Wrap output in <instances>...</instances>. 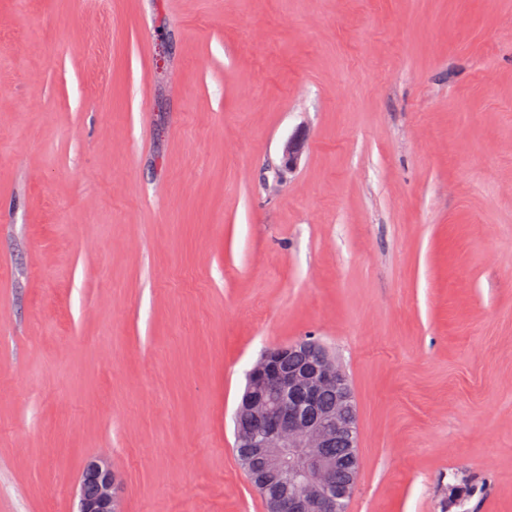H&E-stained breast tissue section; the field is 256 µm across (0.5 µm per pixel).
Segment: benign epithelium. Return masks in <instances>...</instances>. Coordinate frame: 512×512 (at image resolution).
Listing matches in <instances>:
<instances>
[{
    "label": "benign epithelium",
    "mask_w": 512,
    "mask_h": 512,
    "mask_svg": "<svg viewBox=\"0 0 512 512\" xmlns=\"http://www.w3.org/2000/svg\"><path fill=\"white\" fill-rule=\"evenodd\" d=\"M304 148V139L289 138L284 166L294 168ZM332 391L336 405L327 410L322 398ZM237 414L247 419L235 428L241 466L251 469L255 455L266 463L255 484L273 489L268 512H344L357 473L339 480L332 449L357 448L358 413L348 377L326 349L302 338L265 350L248 372ZM75 512H123L120 478L109 460L86 462Z\"/></svg>",
    "instance_id": "obj_1"
}]
</instances>
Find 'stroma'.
<instances>
[{"instance_id": "35a3bbf8", "label": "stroma", "mask_w": 512, "mask_h": 512, "mask_svg": "<svg viewBox=\"0 0 512 512\" xmlns=\"http://www.w3.org/2000/svg\"><path fill=\"white\" fill-rule=\"evenodd\" d=\"M304 337L348 512H512V0H0V512L101 454L266 512L234 414Z\"/></svg>"}]
</instances>
